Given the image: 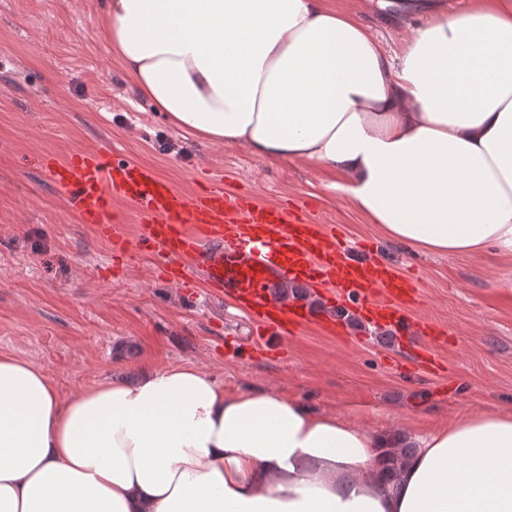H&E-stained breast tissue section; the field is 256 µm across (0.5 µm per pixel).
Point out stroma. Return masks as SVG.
Instances as JSON below:
<instances>
[{
    "label": "stroma",
    "mask_w": 512,
    "mask_h": 512,
    "mask_svg": "<svg viewBox=\"0 0 512 512\" xmlns=\"http://www.w3.org/2000/svg\"><path fill=\"white\" fill-rule=\"evenodd\" d=\"M403 0H365L360 23L398 50L417 18ZM174 144L171 152L160 142ZM108 145L190 194L223 181L265 204L311 205L319 224L414 278L418 319L438 324L444 371L422 374L410 350L350 328L310 327L262 354L260 332L231 300L160 279L136 254L112 273V243L84 223L41 169L52 154ZM328 175L273 165L241 145L202 144L140 97L111 55L97 0H0V354L44 370L60 396L167 367L210 372L232 391L274 389L369 432L413 433L460 409L512 410V261L414 254L366 223Z\"/></svg>",
    "instance_id": "35a3bbf8"
}]
</instances>
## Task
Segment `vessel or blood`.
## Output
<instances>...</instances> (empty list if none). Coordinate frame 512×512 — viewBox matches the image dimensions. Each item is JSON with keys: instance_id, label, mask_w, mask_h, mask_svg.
Wrapping results in <instances>:
<instances>
[{"instance_id": "vessel-or-blood-1", "label": "vessel or blood", "mask_w": 512, "mask_h": 512, "mask_svg": "<svg viewBox=\"0 0 512 512\" xmlns=\"http://www.w3.org/2000/svg\"><path fill=\"white\" fill-rule=\"evenodd\" d=\"M43 167L86 223H110L115 202L130 206L143 229L131 240L114 235L115 258L132 250L155 253L164 259L161 274L168 284L186 288L198 275L215 294L231 291L266 336L281 340L309 324L328 335L344 334L336 315L344 309L413 348L422 372L439 369L428 347L438 327L408 315L420 303L416 283L380 257L354 258L305 207L260 205L220 182L186 195L152 168L118 158L109 148L75 152L63 161L48 155ZM286 287H324L328 294L314 305L280 297Z\"/></svg>"}]
</instances>
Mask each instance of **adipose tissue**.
Listing matches in <instances>:
<instances>
[{
    "label": "adipose tissue",
    "mask_w": 512,
    "mask_h": 512,
    "mask_svg": "<svg viewBox=\"0 0 512 512\" xmlns=\"http://www.w3.org/2000/svg\"><path fill=\"white\" fill-rule=\"evenodd\" d=\"M134 89L200 143L327 168L419 253L512 259V0L422 22L388 55L332 0H98ZM389 437L274 390L165 368L61 397L0 355V512H512V411Z\"/></svg>",
    "instance_id": "ef3b65f1"
}]
</instances>
